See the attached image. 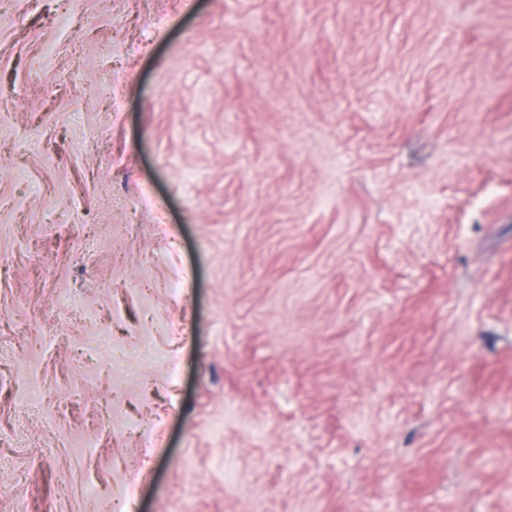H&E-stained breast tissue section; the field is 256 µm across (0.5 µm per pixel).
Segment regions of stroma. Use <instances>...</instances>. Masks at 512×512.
<instances>
[{
	"label": "stroma",
	"instance_id": "obj_1",
	"mask_svg": "<svg viewBox=\"0 0 512 512\" xmlns=\"http://www.w3.org/2000/svg\"><path fill=\"white\" fill-rule=\"evenodd\" d=\"M0 512H512V0H0Z\"/></svg>",
	"mask_w": 512,
	"mask_h": 512
}]
</instances>
